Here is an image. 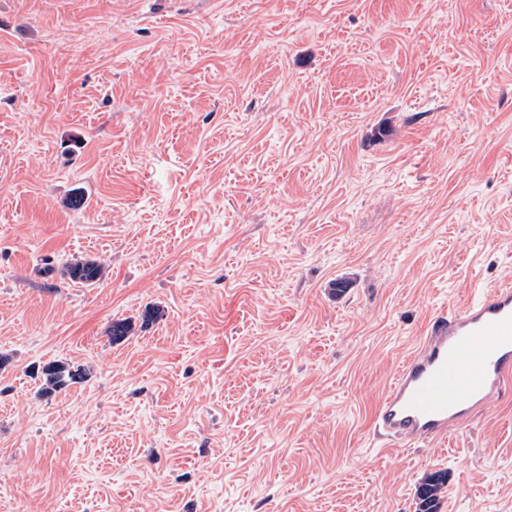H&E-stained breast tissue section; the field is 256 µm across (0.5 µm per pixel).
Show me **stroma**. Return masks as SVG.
Wrapping results in <instances>:
<instances>
[{
	"label": "stroma",
	"mask_w": 512,
	"mask_h": 512,
	"mask_svg": "<svg viewBox=\"0 0 512 512\" xmlns=\"http://www.w3.org/2000/svg\"><path fill=\"white\" fill-rule=\"evenodd\" d=\"M509 283L512 0H0V512H512V394L372 431ZM104 267L95 259H73L61 269V276L73 284L93 286L103 278ZM43 396H50L56 391L66 389L74 384L85 382L89 373L85 368L73 366L64 361H52L43 368ZM445 474L436 472L430 475L418 489L419 512H437V493L445 484Z\"/></svg>",
	"instance_id": "1"
}]
</instances>
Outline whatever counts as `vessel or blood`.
Returning <instances> with one entry per match:
<instances>
[{"mask_svg":"<svg viewBox=\"0 0 512 512\" xmlns=\"http://www.w3.org/2000/svg\"><path fill=\"white\" fill-rule=\"evenodd\" d=\"M512 389V285L475 289L442 313L405 358L373 420L386 445L448 435Z\"/></svg>","mask_w":512,"mask_h":512,"instance_id":"b4317fda","label":"vessel or blood"}]
</instances>
